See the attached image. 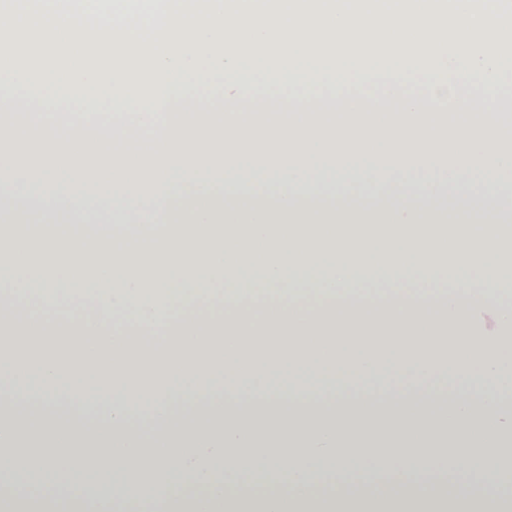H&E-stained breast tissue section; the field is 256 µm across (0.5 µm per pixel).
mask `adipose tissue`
<instances>
[{"label": "adipose tissue", "mask_w": 512, "mask_h": 512, "mask_svg": "<svg viewBox=\"0 0 512 512\" xmlns=\"http://www.w3.org/2000/svg\"><path fill=\"white\" fill-rule=\"evenodd\" d=\"M386 177L354 180L359 165ZM226 161L186 167H0V387L101 414L19 421L0 401V512H512L483 451L512 447V409L470 393L512 388V159ZM483 179H475L474 171ZM65 176L69 193L16 182ZM147 191L145 223L135 202ZM106 200L89 213L79 194ZM486 307L498 335L468 311ZM54 317H43L45 308ZM447 374L445 411L405 401L314 409L325 380ZM278 382L242 406L229 396ZM195 389L204 404L187 410ZM145 406L153 445L129 427ZM28 448L23 466L15 451ZM481 491L448 493L441 468Z\"/></svg>", "instance_id": "adipose-tissue-1"}]
</instances>
